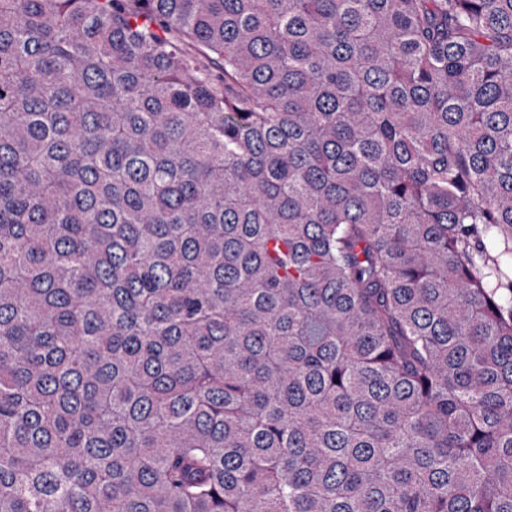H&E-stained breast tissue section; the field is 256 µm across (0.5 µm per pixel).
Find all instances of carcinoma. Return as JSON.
Listing matches in <instances>:
<instances>
[{"label":"carcinoma","instance_id":"obj_1","mask_svg":"<svg viewBox=\"0 0 512 512\" xmlns=\"http://www.w3.org/2000/svg\"><path fill=\"white\" fill-rule=\"evenodd\" d=\"M0 512H512V0H0Z\"/></svg>","mask_w":512,"mask_h":512}]
</instances>
